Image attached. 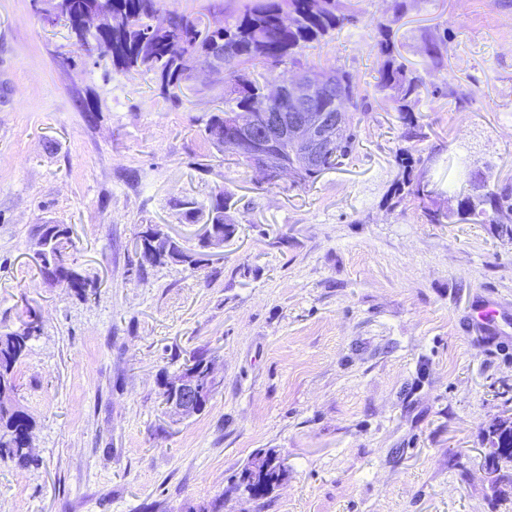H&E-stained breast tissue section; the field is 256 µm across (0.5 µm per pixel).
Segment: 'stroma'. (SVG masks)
<instances>
[{
  "label": "stroma",
  "mask_w": 512,
  "mask_h": 512,
  "mask_svg": "<svg viewBox=\"0 0 512 512\" xmlns=\"http://www.w3.org/2000/svg\"><path fill=\"white\" fill-rule=\"evenodd\" d=\"M244 3L160 12L203 29ZM345 3L356 23L303 58L350 71L367 117L356 153L300 187L258 180L207 139L222 74L167 97L151 73L79 58L33 0H0V330L30 307L42 322L15 369L37 462L0 463V512H512L483 438L512 417V237L389 199L402 149L445 199L472 169L512 188V0H407L398 20L388 0ZM381 24L423 81L413 140L371 92ZM219 191L236 231L202 269L141 266L143 225L197 247L201 221L173 203ZM50 221L71 229L86 297L35 264ZM482 304L498 311L489 331ZM197 355L218 384L201 414L172 420L159 382ZM261 449L284 474L254 500L237 483Z\"/></svg>",
  "instance_id": "1"
}]
</instances>
